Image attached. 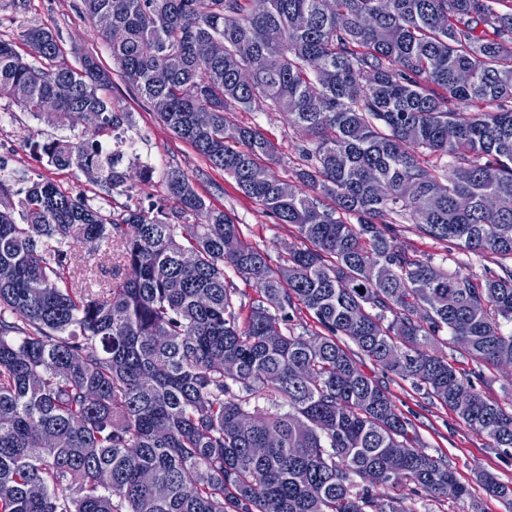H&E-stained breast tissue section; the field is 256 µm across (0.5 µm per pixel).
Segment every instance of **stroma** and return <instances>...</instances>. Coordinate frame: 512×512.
I'll use <instances>...</instances> for the list:
<instances>
[{
	"label": "stroma",
	"mask_w": 512,
	"mask_h": 512,
	"mask_svg": "<svg viewBox=\"0 0 512 512\" xmlns=\"http://www.w3.org/2000/svg\"><path fill=\"white\" fill-rule=\"evenodd\" d=\"M79 5L80 0H29L25 12L18 13L13 10L11 0H0V39L15 43L17 51L25 56L29 48L20 40L23 30L45 25L58 31L62 58L69 65L78 66L80 57L87 53L98 58L103 66H111L112 58L97 26L82 15ZM103 95L111 101L114 110L128 113L129 119L122 123V130L135 138L143 154L154 159L151 181L138 180L139 165L134 161L119 165L118 170L125 174L126 181L117 188L97 182L78 169L50 164L45 156L33 150V141L51 136L76 141L86 134L87 124L64 122L49 127L17 102L2 98L0 113H5L6 121L0 125V162L6 165L5 177L15 190L25 191L30 181L42 178L93 199L96 205L115 216L152 204L171 212L176 203L168 193L166 175L178 170L189 177L213 207L224 210L239 224L245 240L267 250L273 262H280L291 249L300 247V240L290 228L277 224L259 202L242 194L223 172L211 169L190 144L179 139L151 107L134 95L120 75H113ZM236 119L263 132L275 147L270 171L280 179L293 181L301 164L300 148L305 136L289 123L287 114L271 109L241 110ZM397 241L409 252L443 261L445 269L462 263L467 272L479 279L497 267L498 258L494 254L487 253L480 258L466 255L455 251L452 243L420 235L408 224L400 225ZM363 369L387 386L399 410L413 421L426 451L446 457L459 482L471 492L470 497L458 502H438L419 498L405 486L400 494L408 505L416 512H512L511 502L488 495L480 482L482 475L490 474L502 483L512 484V456L492 447L487 437L468 429L446 407L417 392L410 383L368 361Z\"/></svg>",
	"instance_id": "stroma-1"
}]
</instances>
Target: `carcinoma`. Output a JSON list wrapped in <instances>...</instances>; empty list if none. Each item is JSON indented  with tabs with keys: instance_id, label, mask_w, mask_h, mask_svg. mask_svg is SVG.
Here are the masks:
<instances>
[{
	"instance_id": "carcinoma-1",
	"label": "carcinoma",
	"mask_w": 512,
	"mask_h": 512,
	"mask_svg": "<svg viewBox=\"0 0 512 512\" xmlns=\"http://www.w3.org/2000/svg\"><path fill=\"white\" fill-rule=\"evenodd\" d=\"M335 2L81 0L120 33L101 35L130 88L304 247L272 264L178 170L191 224L114 218L46 180L16 199L0 178V512H414L393 494L406 482L470 496L362 357L512 448V400L432 350L446 335L479 364L512 356V0ZM22 40L28 59L0 40V98L48 125L100 117L36 150L122 182L94 144L122 120L110 73L58 61L47 26ZM264 108L310 137L302 190L249 178L274 146L235 112ZM401 219L499 271L440 269L397 244ZM74 242L117 252L123 281L91 276ZM226 267L259 292L243 321ZM302 309L315 330L296 331Z\"/></svg>"
}]
</instances>
